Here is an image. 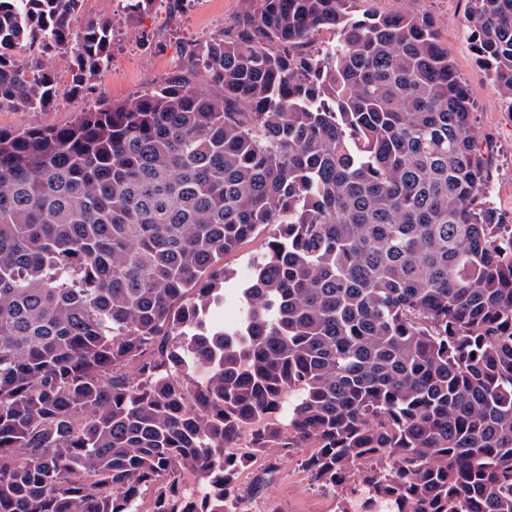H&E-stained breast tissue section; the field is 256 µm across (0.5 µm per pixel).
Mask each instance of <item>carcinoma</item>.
Instances as JSON below:
<instances>
[{
	"label": "carcinoma",
	"instance_id": "carcinoma-1",
	"mask_svg": "<svg viewBox=\"0 0 512 512\" xmlns=\"http://www.w3.org/2000/svg\"><path fill=\"white\" fill-rule=\"evenodd\" d=\"M79 3L0 0V108L54 106L51 54L76 95L108 68ZM245 3L134 100L0 130V512H235L296 448L396 512H512V225L434 21ZM470 3L512 112V0ZM263 241L264 235L261 233L254 241L226 255L224 257V265L237 272L238 276L246 275L249 271L252 257L259 250Z\"/></svg>",
	"mask_w": 512,
	"mask_h": 512
}]
</instances>
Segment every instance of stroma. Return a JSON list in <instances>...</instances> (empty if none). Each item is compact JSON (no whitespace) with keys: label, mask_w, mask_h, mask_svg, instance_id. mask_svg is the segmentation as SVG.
Returning <instances> with one entry per match:
<instances>
[{"label":"stroma","mask_w":512,"mask_h":512,"mask_svg":"<svg viewBox=\"0 0 512 512\" xmlns=\"http://www.w3.org/2000/svg\"><path fill=\"white\" fill-rule=\"evenodd\" d=\"M125 0H82V19H111L112 61L82 95L69 91V59L59 55L49 64L58 77V96L46 112H0V129L14 131L30 124L61 126L79 112L105 103H122L172 72L184 49L216 35L238 13L243 0H185L176 14L164 8L128 14ZM470 0H359L360 10L403 12L412 8L431 16L457 72L475 106V137L489 151L491 203L501 223L512 224V112L508 111L484 66L479 62L467 31ZM307 449L300 448L279 469L260 500L278 512H335L343 489L325 493L302 466Z\"/></svg>","instance_id":"stroma-1"}]
</instances>
